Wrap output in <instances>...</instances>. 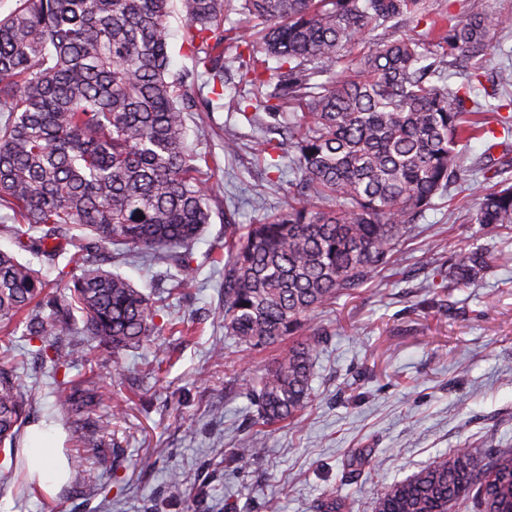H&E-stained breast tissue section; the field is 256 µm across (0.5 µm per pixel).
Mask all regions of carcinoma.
<instances>
[{
    "mask_svg": "<svg viewBox=\"0 0 512 512\" xmlns=\"http://www.w3.org/2000/svg\"><path fill=\"white\" fill-rule=\"evenodd\" d=\"M184 42L207 76L197 97L169 69L173 0H15L0 16V211L17 253L50 269L67 293L52 295L42 271L0 250V447L16 459L32 400L17 381L6 338L19 316L24 335L53 373L93 362L90 342L138 349L163 308L102 268L114 247L155 267L176 269L171 291L192 286L191 243L221 205L203 178L209 160L188 141V112L224 98V40L247 24L239 81L274 121L259 155L288 141L294 178L288 205L270 221L224 234V331L246 351L290 336L296 343L246 384L255 421L296 424L311 402L319 311L386 267L415 217L451 188L467 190L466 148L487 137L475 221L512 230V185L495 181L511 164L507 103L453 87L445 70L485 50L491 19L432 14L425 0H178ZM231 14L240 16L224 27ZM416 18L444 31L446 51L429 54L417 36L365 41L374 26ZM274 58L272 69L268 60ZM288 109V123L279 124ZM502 148V157L494 150ZM82 260L69 285L59 260ZM512 263V251L470 244L430 287L478 284ZM79 311L83 327L73 329ZM59 413L77 425L99 405L95 371L58 382ZM459 448L385 487L374 512H512V449Z\"/></svg>",
    "mask_w": 512,
    "mask_h": 512,
    "instance_id": "cac0c4a2",
    "label": "carcinoma"
}]
</instances>
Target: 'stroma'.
<instances>
[{
  "label": "stroma",
  "instance_id": "stroma-1",
  "mask_svg": "<svg viewBox=\"0 0 512 512\" xmlns=\"http://www.w3.org/2000/svg\"><path fill=\"white\" fill-rule=\"evenodd\" d=\"M478 62L488 80L512 72V25L491 26ZM237 91L225 84L210 114L192 113L189 140L215 157L208 184L239 224L267 219L287 204L266 179L256 154L262 126L232 112ZM235 139L234 154L224 152ZM468 193L439 200L398 246L392 265L350 297L324 308L312 401L300 427L251 422L244 394L282 352V345L246 351L224 333V218L213 214L191 246L193 285L167 296L160 268L108 258L105 267L152 297L188 335L162 331L142 348L95 351L101 403L94 416L97 456L79 460L70 420L56 408L58 387L41 369L22 334L19 380L31 391V424L52 431L69 462V478L48 495L0 454V512H317L321 500L344 501L345 512H373L392 482L406 479L455 449L512 448V265L440 300L428 284V252L448 258L470 242L497 246L498 229L475 223ZM223 359H215L214 350ZM262 458L224 461L243 440ZM177 471L182 483L167 482Z\"/></svg>",
  "mask_w": 512,
  "mask_h": 512
}]
</instances>
